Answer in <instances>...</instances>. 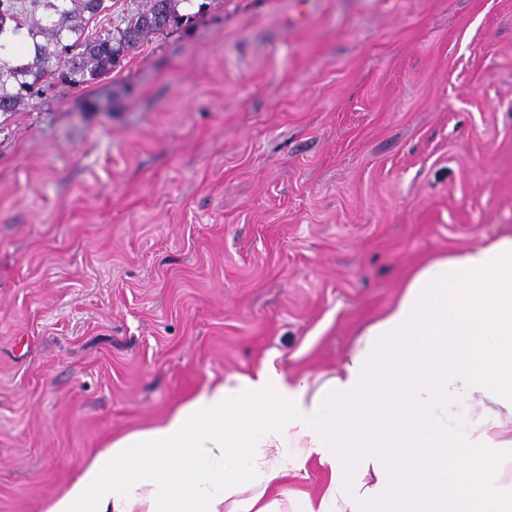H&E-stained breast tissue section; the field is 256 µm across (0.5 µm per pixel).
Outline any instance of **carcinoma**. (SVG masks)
I'll return each instance as SVG.
<instances>
[{
  "label": "carcinoma",
  "instance_id": "obj_1",
  "mask_svg": "<svg viewBox=\"0 0 512 512\" xmlns=\"http://www.w3.org/2000/svg\"><path fill=\"white\" fill-rule=\"evenodd\" d=\"M193 0H141L112 25L106 0H11L0 15V114L19 112L57 84L84 91L122 66L155 38L192 23L208 4L186 13ZM98 29L91 32V25ZM26 38L1 39L6 31Z\"/></svg>",
  "mask_w": 512,
  "mask_h": 512
}]
</instances>
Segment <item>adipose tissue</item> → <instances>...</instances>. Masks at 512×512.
I'll return each mask as SVG.
<instances>
[{"label": "adipose tissue", "mask_w": 512, "mask_h": 512, "mask_svg": "<svg viewBox=\"0 0 512 512\" xmlns=\"http://www.w3.org/2000/svg\"><path fill=\"white\" fill-rule=\"evenodd\" d=\"M464 392L485 406L461 435L436 409ZM510 424L512 235L426 261L335 375L212 382L93 452L43 512H279L313 456L328 480L304 512H512Z\"/></svg>", "instance_id": "ef3b65f1"}]
</instances>
